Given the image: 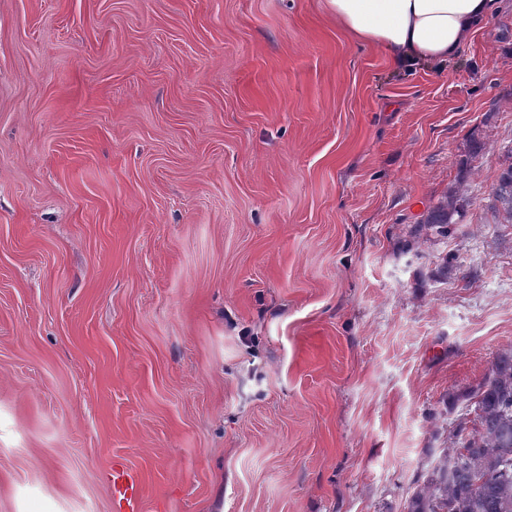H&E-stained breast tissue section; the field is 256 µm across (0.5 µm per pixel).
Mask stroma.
I'll use <instances>...</instances> for the list:
<instances>
[{
	"label": "stroma",
	"instance_id": "stroma-1",
	"mask_svg": "<svg viewBox=\"0 0 512 512\" xmlns=\"http://www.w3.org/2000/svg\"><path fill=\"white\" fill-rule=\"evenodd\" d=\"M510 146L512 0L403 71L326 0H0V512H408L512 351ZM501 172L492 187L495 208L502 212L507 224H512V147L507 150ZM460 201V187L450 190L443 200L429 210L422 224H442L443 226L441 227H446L447 224H452V217L454 213L457 212ZM104 479L112 493L114 512H136L142 499V483L124 461L114 459L104 472Z\"/></svg>",
	"mask_w": 512,
	"mask_h": 512
}]
</instances>
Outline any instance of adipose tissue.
<instances>
[{
	"instance_id": "adipose-tissue-1",
	"label": "adipose tissue",
	"mask_w": 512,
	"mask_h": 512,
	"mask_svg": "<svg viewBox=\"0 0 512 512\" xmlns=\"http://www.w3.org/2000/svg\"><path fill=\"white\" fill-rule=\"evenodd\" d=\"M357 40L381 47L398 70L454 58L496 0H327Z\"/></svg>"
}]
</instances>
